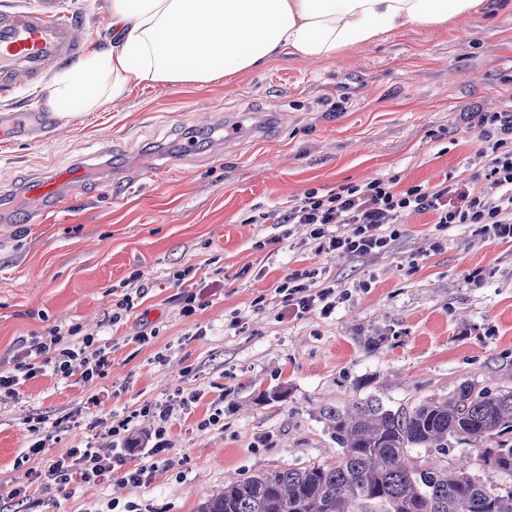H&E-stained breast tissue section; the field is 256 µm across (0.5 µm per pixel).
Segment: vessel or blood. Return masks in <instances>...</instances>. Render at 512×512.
<instances>
[{
    "label": "vessel or blood",
    "mask_w": 512,
    "mask_h": 512,
    "mask_svg": "<svg viewBox=\"0 0 512 512\" xmlns=\"http://www.w3.org/2000/svg\"><path fill=\"white\" fill-rule=\"evenodd\" d=\"M83 48L79 27L63 11L60 0H37L32 6L0 11V88L41 80L52 66L79 56ZM47 122L41 112H4L0 114V136L25 138ZM85 174V167L78 165L32 181L26 195L33 209L0 203V217L28 224L58 213L64 191L83 185Z\"/></svg>",
    "instance_id": "1"
}]
</instances>
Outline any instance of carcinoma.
<instances>
[{
  "label": "carcinoma",
  "instance_id": "cac0c4a2",
  "mask_svg": "<svg viewBox=\"0 0 512 512\" xmlns=\"http://www.w3.org/2000/svg\"><path fill=\"white\" fill-rule=\"evenodd\" d=\"M323 416L336 460L229 479L198 512H512V486L483 482L463 457L448 463L456 445L483 448L495 471L512 475V389L464 382L409 411L368 396Z\"/></svg>",
  "mask_w": 512,
  "mask_h": 512
}]
</instances>
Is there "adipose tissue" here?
Here are the masks:
<instances>
[{
	"mask_svg": "<svg viewBox=\"0 0 512 512\" xmlns=\"http://www.w3.org/2000/svg\"><path fill=\"white\" fill-rule=\"evenodd\" d=\"M487 0H111L121 35L52 83L45 106L95 107L131 85L206 84L216 60L252 69L282 52L302 60L334 57L407 27L476 15Z\"/></svg>",
	"mask_w": 512,
	"mask_h": 512,
	"instance_id": "1",
	"label": "adipose tissue"
}]
</instances>
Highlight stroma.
Returning a JSON list of instances; mask_svg holds the SVG:
<instances>
[{"mask_svg":"<svg viewBox=\"0 0 512 512\" xmlns=\"http://www.w3.org/2000/svg\"><path fill=\"white\" fill-rule=\"evenodd\" d=\"M65 6L87 52L117 39L111 0ZM216 68L207 84L134 85L115 103L71 104L52 132L0 140V193L18 208L30 180L91 165L50 221L0 223V371L53 327H80L110 360L102 378L47 371L0 393V512H198L227 477L335 460L327 408L376 395L410 409L464 382L512 387V242L415 214L392 253L368 259L318 250L302 224L249 221L310 189L382 177L483 192L467 116L512 97V0L330 59ZM230 121L239 137L225 138ZM304 269L343 293L331 315L294 314L276 294ZM192 292L201 306L187 316ZM127 295L132 309L112 323ZM155 404L170 419L150 483L48 479L72 449L120 445L114 420L152 434L141 409Z\"/></svg>","mask_w":512,"mask_h":512,"instance_id":"obj_1","label":"stroma"}]
</instances>
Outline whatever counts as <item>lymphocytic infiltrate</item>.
Segmentation results:
<instances>
[{"mask_svg":"<svg viewBox=\"0 0 512 512\" xmlns=\"http://www.w3.org/2000/svg\"><path fill=\"white\" fill-rule=\"evenodd\" d=\"M480 147L477 175L486 181L483 194H471L461 182H443L433 187L420 184L396 190L395 178L376 179L363 185L348 184L336 193L322 196L310 190L295 200L288 210L258 216V223L305 224L320 250L357 258L389 253L398 239L397 224L411 214L429 213L440 230L466 224L487 238L512 241V101L491 112H474ZM283 303L295 314L319 310L331 315L336 309L333 286L316 287L310 272L296 271L277 288ZM109 365L105 349L92 338L64 339L60 328L32 338L17 357L12 371L0 374V390L15 393L17 386L46 368L69 377H102ZM168 409L154 415L157 428L147 446L127 440L125 447L104 455L93 446L74 449L69 458L53 461L48 474L59 486L74 482H99L120 475L135 487L150 482L155 471L154 457L165 450ZM139 451L141 462L127 468V457Z\"/></svg>","mask_w":512,"mask_h":512,"instance_id":"1","label":"lymphocytic infiltrate"}]
</instances>
